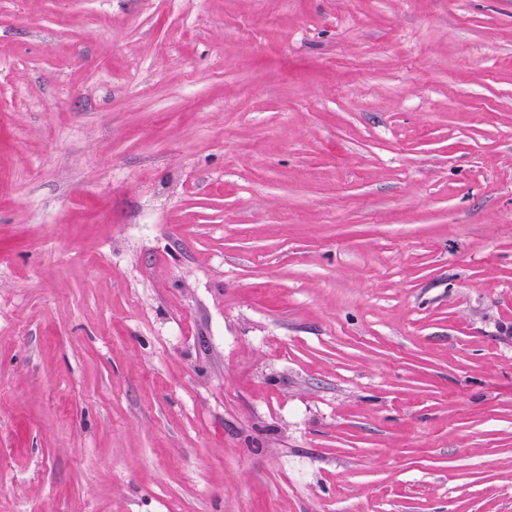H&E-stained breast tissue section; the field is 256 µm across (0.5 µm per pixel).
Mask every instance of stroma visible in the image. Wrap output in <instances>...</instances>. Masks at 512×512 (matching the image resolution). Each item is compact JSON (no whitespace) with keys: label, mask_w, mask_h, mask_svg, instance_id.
Here are the masks:
<instances>
[{"label":"stroma","mask_w":512,"mask_h":512,"mask_svg":"<svg viewBox=\"0 0 512 512\" xmlns=\"http://www.w3.org/2000/svg\"><path fill=\"white\" fill-rule=\"evenodd\" d=\"M0 512H512V0H0Z\"/></svg>","instance_id":"obj_1"}]
</instances>
